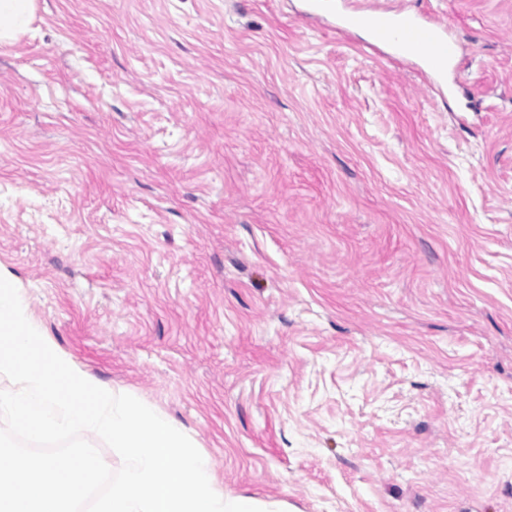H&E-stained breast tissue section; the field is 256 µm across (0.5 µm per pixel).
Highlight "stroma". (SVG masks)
<instances>
[{
    "label": "stroma",
    "mask_w": 512,
    "mask_h": 512,
    "mask_svg": "<svg viewBox=\"0 0 512 512\" xmlns=\"http://www.w3.org/2000/svg\"><path fill=\"white\" fill-rule=\"evenodd\" d=\"M441 89L305 0H38L0 47V271L288 512H512V0Z\"/></svg>",
    "instance_id": "obj_1"
}]
</instances>
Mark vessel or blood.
Masks as SVG:
<instances>
[{
    "label": "vessel or blood",
    "instance_id": "obj_1",
    "mask_svg": "<svg viewBox=\"0 0 512 512\" xmlns=\"http://www.w3.org/2000/svg\"><path fill=\"white\" fill-rule=\"evenodd\" d=\"M311 16L330 15L336 29L362 31L368 48L396 61L419 66L429 80L442 83L450 63L458 61L459 46L448 26L435 18L398 6L336 10L329 0H309Z\"/></svg>",
    "mask_w": 512,
    "mask_h": 512
}]
</instances>
